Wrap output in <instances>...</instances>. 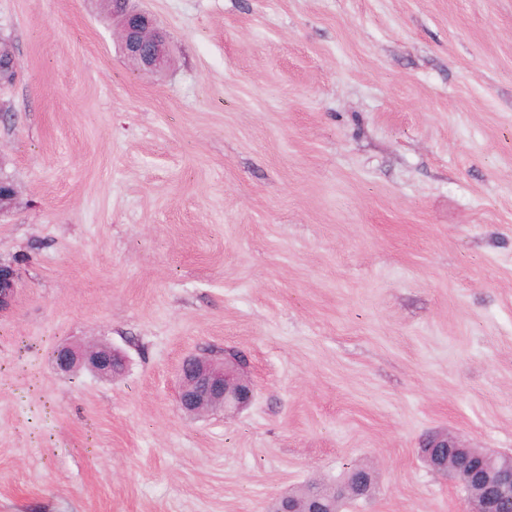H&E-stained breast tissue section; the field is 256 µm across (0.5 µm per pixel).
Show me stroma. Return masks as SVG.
Returning <instances> with one entry per match:
<instances>
[{"instance_id": "35a3bbf8", "label": "stroma", "mask_w": 512, "mask_h": 512, "mask_svg": "<svg viewBox=\"0 0 512 512\" xmlns=\"http://www.w3.org/2000/svg\"><path fill=\"white\" fill-rule=\"evenodd\" d=\"M0 0V512H266L371 466L343 512H467L436 433L512 452V0ZM105 340L111 381L54 348ZM254 399L184 415L191 354ZM132 0H113L106 4L118 21V35L126 55L146 70H160L168 60L165 34L155 28L152 18L131 6ZM20 283L21 275L16 263L0 258V316L13 309Z\"/></svg>"}]
</instances>
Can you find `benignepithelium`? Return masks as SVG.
I'll return each instance as SVG.
<instances>
[{
	"mask_svg": "<svg viewBox=\"0 0 512 512\" xmlns=\"http://www.w3.org/2000/svg\"><path fill=\"white\" fill-rule=\"evenodd\" d=\"M112 17L118 21V35L126 55L146 70H160L168 60L165 34L155 28L152 18L132 6V0H112ZM20 271L13 261L0 259V316L9 313L20 288ZM56 371L72 376L86 370L110 380L127 368L125 353L107 343H66L52 353ZM178 407L186 415L240 410L253 399L254 388L243 375L240 360L228 362L210 354L185 357L178 369ZM424 462L435 472L449 477L467 496L468 512H500L501 502L512 498V453H492L468 448L457 438L438 434L420 448ZM352 496L347 485L336 486L330 496L319 485L310 488L305 510H299L290 493L280 495L271 512H336V501Z\"/></svg>",
	"mask_w": 512,
	"mask_h": 512,
	"instance_id": "obj_1",
	"label": "benign epithelium"
}]
</instances>
